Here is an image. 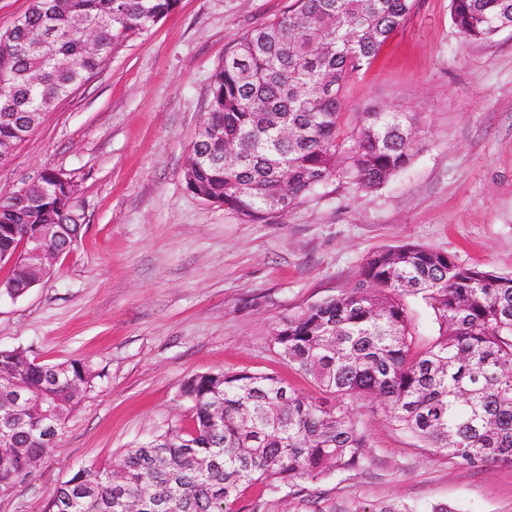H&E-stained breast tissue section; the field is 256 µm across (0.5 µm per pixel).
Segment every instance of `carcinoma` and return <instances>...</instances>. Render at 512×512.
<instances>
[{
    "label": "carcinoma",
    "mask_w": 512,
    "mask_h": 512,
    "mask_svg": "<svg viewBox=\"0 0 512 512\" xmlns=\"http://www.w3.org/2000/svg\"><path fill=\"white\" fill-rule=\"evenodd\" d=\"M416 0H294L281 18L228 48L213 74L203 135L184 173L187 189L254 221L284 212L335 177L364 191L383 185L418 149L407 112L369 107L340 138L342 90L410 17ZM177 0H32L0 32V145L10 149L112 49L150 30ZM512 0H450L468 39L496 34ZM102 35L85 49V27ZM45 194L0 200V252L56 225L58 255L82 225L60 223L66 195L55 169ZM361 282L278 324L274 348L311 375L320 398L276 375L196 374L180 388L191 423L171 427L50 494L48 512H236L249 488H293L360 469L367 447L354 403L376 400L389 423L459 464L512 466V273L458 264L406 244L377 251ZM0 295L25 294L16 265ZM420 299L437 334L415 339L404 299ZM86 359L41 363L22 347L0 349V493L42 460L50 440L95 387Z\"/></svg>",
    "instance_id": "cac0c4a2"
}]
</instances>
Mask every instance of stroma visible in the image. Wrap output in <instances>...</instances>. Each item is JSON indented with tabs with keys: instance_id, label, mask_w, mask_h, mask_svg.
<instances>
[{
	"instance_id": "stroma-1",
	"label": "stroma",
	"mask_w": 512,
	"mask_h": 512,
	"mask_svg": "<svg viewBox=\"0 0 512 512\" xmlns=\"http://www.w3.org/2000/svg\"><path fill=\"white\" fill-rule=\"evenodd\" d=\"M292 0H177L116 46L0 165V197L44 168L77 184L76 244L23 296L0 299V348L38 361L89 359L101 371L57 447L0 495V512H44L82 468L184 424L190 376L273 374L315 396L271 339L277 323L345 294L373 252L403 244L512 273V30L465 38L449 0H417L377 60L343 90L340 130L364 107L413 115L420 145L385 185L336 178L263 222L191 193L184 180L211 77L246 32ZM363 469L244 492L239 512H512V466L470 468L359 403Z\"/></svg>"
}]
</instances>
